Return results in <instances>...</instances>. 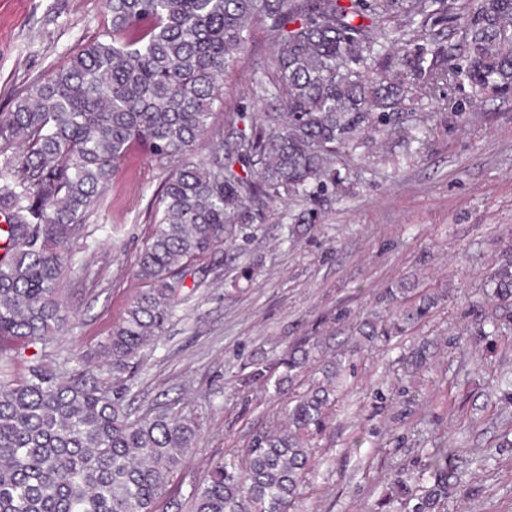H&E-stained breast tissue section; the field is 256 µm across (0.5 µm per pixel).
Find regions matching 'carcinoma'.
<instances>
[{
    "label": "carcinoma",
    "instance_id": "1",
    "mask_svg": "<svg viewBox=\"0 0 512 512\" xmlns=\"http://www.w3.org/2000/svg\"><path fill=\"white\" fill-rule=\"evenodd\" d=\"M110 23L67 63L33 83L0 114V357L46 345L69 321L60 298L67 244L97 206L135 145L181 164L153 202L157 214L138 261L145 289L103 345L112 373L131 374L185 289L196 263L232 245L243 203L307 195L336 179V152L383 125L401 89L369 73L378 22L429 18L444 0H106ZM366 18L369 23L356 22ZM273 20L277 107L231 113L211 130L224 72L257 22ZM468 51L401 44L410 85L464 78L483 91L512 84V0H481L464 17ZM208 153L195 157L207 136ZM193 279L187 285V278ZM492 296L512 301V265L493 274ZM389 323L365 320L368 343L413 330L443 300L408 285L388 290ZM304 341L275 363L252 364L242 383L276 391L315 362ZM334 388L315 382L280 406L279 426L255 432L240 458L224 461L189 493L190 512H290L312 466V442L327 428ZM195 423L168 410L132 420L121 392L83 373L63 378L41 363L0 380V512H158L172 474L196 447ZM433 484L413 512H436L448 494V462L435 455Z\"/></svg>",
    "mask_w": 512,
    "mask_h": 512
}]
</instances>
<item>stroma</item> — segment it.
<instances>
[{"label":"stroma","instance_id":"1","mask_svg":"<svg viewBox=\"0 0 512 512\" xmlns=\"http://www.w3.org/2000/svg\"><path fill=\"white\" fill-rule=\"evenodd\" d=\"M447 2L427 30L461 56L467 35L457 17L477 0ZM107 21L105 0H0V113ZM274 51L269 26H254L224 76L214 126L225 113L274 104L252 95L256 84L273 85ZM387 125L391 136L365 132L337 153L342 188L313 185L306 197L253 203L236 216L230 252L203 260V285L124 377L133 414L168 409L198 429L162 512H175L253 431L279 424L273 390L242 387L244 364L283 357L303 336L322 342L320 362L334 360L363 318L385 316L384 291L404 279L447 288L448 298L390 347L353 357L291 512H405L431 486L428 465L440 450L453 478L439 512H512V302L484 296L490 272L512 262V88L478 92L447 80L409 95ZM172 168L141 149L129 154L70 241L67 327L1 372L23 376L44 356L62 374L84 371L111 386L100 346L144 288L137 261L153 230L149 203ZM297 224L307 232L290 234ZM491 322L499 335H484ZM422 342L430 359L415 369L406 356ZM401 473L403 488L394 483Z\"/></svg>","mask_w":512,"mask_h":512}]
</instances>
